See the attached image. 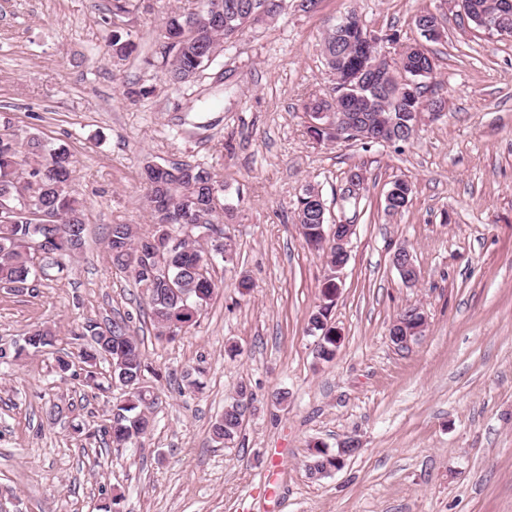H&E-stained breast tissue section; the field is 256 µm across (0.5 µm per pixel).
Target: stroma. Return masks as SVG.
Instances as JSON below:
<instances>
[{
	"label": "stroma",
	"instance_id": "stroma-1",
	"mask_svg": "<svg viewBox=\"0 0 512 512\" xmlns=\"http://www.w3.org/2000/svg\"><path fill=\"white\" fill-rule=\"evenodd\" d=\"M137 4L117 23L137 49L117 63L112 0H0V112L70 151L86 224L63 272L23 293L0 288V344L57 331L52 346L0 366V512H99L119 492L125 512H512V38L477 29L448 0H319L307 12L288 0L179 86L154 63L158 30L202 0ZM350 11L402 46L419 37L416 14L441 19L430 90L448 110L409 143H320L307 131L303 100L334 86L321 56L328 22ZM140 87L150 95L127 99ZM170 161L223 184L235 251L233 264L213 262L217 290L173 342L157 338L144 288L112 267L106 245L109 225L150 228L141 173ZM355 171L354 207L342 188ZM397 180L412 191L391 215ZM308 184L328 223L354 225L329 362L308 330L325 255L306 247L294 214ZM400 245L416 286L393 265ZM413 308L425 328L398 347L389 328ZM116 314L159 375L154 429L128 448L98 435L108 364L94 387L54 371L57 353L86 344V323ZM196 368L201 389L181 391ZM242 387L252 411L227 448L210 428ZM350 437L361 448L341 469L309 473L313 444L333 452Z\"/></svg>",
	"mask_w": 512,
	"mask_h": 512
}]
</instances>
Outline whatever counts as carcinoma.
I'll return each mask as SVG.
<instances>
[{
	"mask_svg": "<svg viewBox=\"0 0 512 512\" xmlns=\"http://www.w3.org/2000/svg\"><path fill=\"white\" fill-rule=\"evenodd\" d=\"M286 0H203L200 12L188 16L171 15L159 34V54L165 75L173 84L193 82L205 70L210 56L222 45L234 40L248 25H258L280 15ZM472 11L465 15H487L490 22L512 37V0H468ZM112 56L122 60L134 50L130 35L117 25L110 34ZM344 57L336 58V30L330 28L324 38L322 54L336 85L343 87L357 66L355 50L342 48ZM375 112H387L397 118L404 111L398 99L381 98L374 102ZM73 159L63 146L46 149L39 132L16 129L6 117L0 118V200L13 208L0 213V287L16 292L42 278L49 270H62L66 260L84 246L86 225L82 204L71 188ZM408 183L397 180L385 209H403L409 202ZM213 172L199 164L176 163L174 172L159 176L144 171V202L152 217L151 230L140 238L128 224H113L107 238L112 265L129 272L137 284L145 282V272L155 270L154 254L142 250V240H151L150 247L170 255L169 274L181 279L178 292H172L158 275L156 290H146L150 318L157 335L169 340L180 335L183 327H192L204 304L208 302L216 284L210 272V258L219 256L224 262L234 261L232 240L224 233V224L232 211L221 205V211L212 207V194L222 195ZM315 192L308 186L297 199V223L310 225L313 249H323L316 231L317 216L309 210L307 198ZM169 204L181 214L184 222L194 225L196 237L186 238L179 249H172L171 235L182 236L185 231L178 224H164L154 204ZM336 299V279L326 278L322 287V304L309 316L310 332L320 340V356L331 361L336 355V328L328 325L329 314ZM85 331L91 336L107 337L110 355L123 358V376L126 384L120 396L112 401V418L105 430L112 446L126 447L150 433L153 420L150 414L159 404V396L145 378L149 366L145 363L141 341L124 318L109 319L104 323L91 322ZM55 330L48 326L33 329L24 344L0 347V364H11L23 355L53 344ZM98 348H81L75 360L56 359L57 369L65 374L75 363L85 368H96ZM251 402L245 389L224 406V412L211 425V435L218 444L235 442L239 436V418ZM336 466L335 455L316 445L307 464L311 474H322Z\"/></svg>",
	"mask_w": 512,
	"mask_h": 512,
	"instance_id": "cac0c4a2",
	"label": "carcinoma"
}]
</instances>
